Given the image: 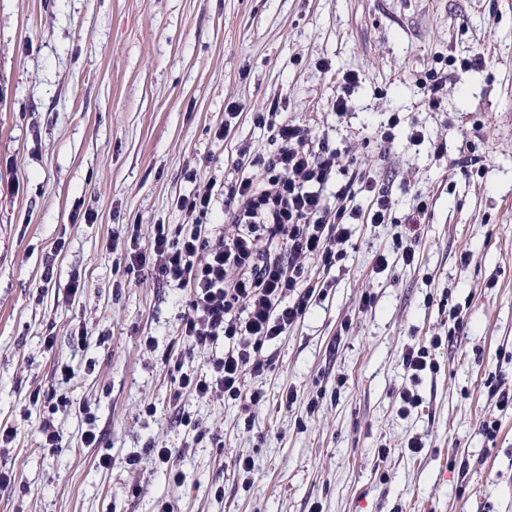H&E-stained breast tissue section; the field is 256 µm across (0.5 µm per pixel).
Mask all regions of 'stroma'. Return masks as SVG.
Listing matches in <instances>:
<instances>
[{"instance_id": "stroma-1", "label": "stroma", "mask_w": 512, "mask_h": 512, "mask_svg": "<svg viewBox=\"0 0 512 512\" xmlns=\"http://www.w3.org/2000/svg\"><path fill=\"white\" fill-rule=\"evenodd\" d=\"M477 53L483 65L464 66ZM432 71L445 78L436 108ZM344 93L352 108L339 114ZM274 102L278 122L387 190L389 220L354 225L333 287L264 343L266 367L245 382L259 404L180 407L182 373H204L224 346L181 336L187 289L129 271L128 236L145 245L154 225L189 223L176 200L207 184L209 232L232 236L224 195L261 177L235 149L272 151L255 118ZM421 203L408 266L391 249ZM453 306L465 327L452 335ZM82 323L102 343L77 345ZM436 333L439 368L402 415L401 355ZM492 372L512 389V0H0V427L18 430L0 447L15 477L0 512H512V409L491 405ZM61 397L73 405L55 416L61 446L39 447ZM150 446L172 449L181 484ZM239 456L252 477L234 472Z\"/></svg>"}]
</instances>
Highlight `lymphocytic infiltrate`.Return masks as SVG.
<instances>
[{"label":"lymphocytic infiltrate","mask_w":512,"mask_h":512,"mask_svg":"<svg viewBox=\"0 0 512 512\" xmlns=\"http://www.w3.org/2000/svg\"><path fill=\"white\" fill-rule=\"evenodd\" d=\"M275 145L262 157L239 144L237 161L262 167L259 182L243 181L224 199V213L237 231L227 239H211L207 217L211 188L178 198L177 206L191 217L187 230L155 225L148 246L131 240L126 249L130 268L148 270L157 281L174 283L190 293V311L180 320V332L195 347L218 340L228 343L223 356L212 358L203 375L183 374L174 394L206 400L225 399L258 404L261 390H246L247 373L262 372L261 346L278 339L305 316L315 287L306 275V260L331 271L345 257L351 224H384L390 199L372 177L359 173L337 183L341 153L290 123L258 115ZM336 187V205L328 207L323 192ZM366 208L354 206L357 194ZM277 245V253L260 252V241Z\"/></svg>","instance_id":"obj_1"}]
</instances>
